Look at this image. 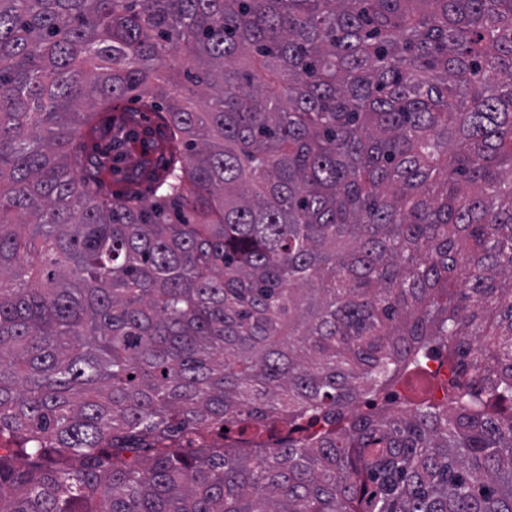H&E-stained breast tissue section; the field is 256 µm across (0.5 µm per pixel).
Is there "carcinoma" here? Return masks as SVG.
<instances>
[{
    "mask_svg": "<svg viewBox=\"0 0 512 512\" xmlns=\"http://www.w3.org/2000/svg\"><path fill=\"white\" fill-rule=\"evenodd\" d=\"M0 439V512H512V0H0ZM414 377H415L414 372L403 375L393 386H391L390 388L379 393V395L374 400V401H376V403H378V405H373L375 403L373 401H369V402L363 401L358 406L361 408V411L363 413L374 412V411L378 410L379 408H381V406H380L381 398L389 391L396 390L397 388H399L401 391L391 394L388 398L389 401L397 402L401 398V396H403L402 391L404 392L405 402H407V401L417 402V401H421L424 399H433V397H431V396L414 393L409 388V384Z\"/></svg>",
    "mask_w": 512,
    "mask_h": 512,
    "instance_id": "1",
    "label": "carcinoma"
}]
</instances>
